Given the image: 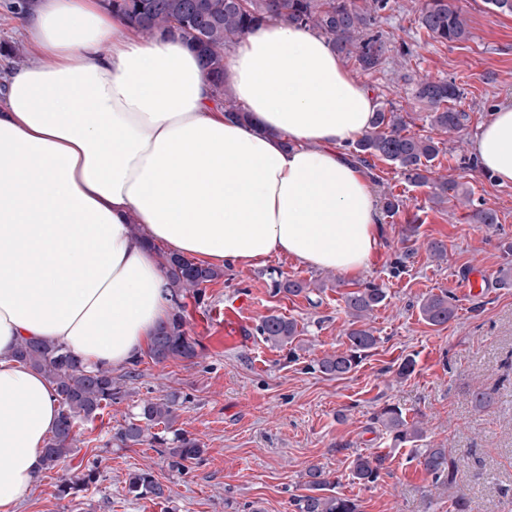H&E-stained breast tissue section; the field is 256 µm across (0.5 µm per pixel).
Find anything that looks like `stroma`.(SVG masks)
<instances>
[{"label": "stroma", "instance_id": "obj_1", "mask_svg": "<svg viewBox=\"0 0 512 512\" xmlns=\"http://www.w3.org/2000/svg\"><path fill=\"white\" fill-rule=\"evenodd\" d=\"M426 0H391L375 28L390 51L372 73L351 59L344 65L362 86H376L384 101L409 112L411 132L428 135L426 110L413 90L423 79H448L462 90L458 109L469 115L464 128L445 135V152L433 163L434 176L453 178L472 192L475 205L496 211L498 222L477 224L465 207L439 208L430 189L412 186L399 170L379 163L381 190L405 206L383 226L382 247L363 277L384 284L388 298L369 320L376 347L342 377L321 373L325 354L345 349L348 318L342 295L353 279L313 269L287 256L258 266L228 267L201 298H185L186 330L196 343L195 362L162 364L143 358L136 380L109 414L80 424L79 451L42 472L17 512H294V498L306 492V472L318 465L335 481L338 495L355 499L359 512H448L451 497L464 492L471 512H512V186L496 184L475 164L473 142L494 109L512 99V16L486 0H451L469 19L471 38L437 42L418 24ZM409 47L399 60L401 47ZM419 216L415 253L401 271L407 220ZM443 240L448 256L434 261L426 247ZM486 275L481 295L467 297L460 283L475 268ZM304 281L325 280L318 305L301 296L274 294V274ZM449 293L455 316L428 325L415 303L427 294ZM248 299L252 324L269 314L294 319L299 334L292 346L277 347L263 336L249 347L224 349V303ZM414 358V372L396 374ZM488 391L492 403L476 407L474 392ZM177 394L178 426L204 447L186 473L173 471L160 449L111 443L113 433L133 417L142 400ZM398 405L407 419L426 430L420 446L446 448L460 463L457 487L433 484L415 458L416 446L398 445L372 417L384 404ZM381 457L376 482L362 485L350 475L357 455ZM151 471L165 490L154 501L129 494V473ZM92 472L89 485L66 488V475Z\"/></svg>", "mask_w": 512, "mask_h": 512}]
</instances>
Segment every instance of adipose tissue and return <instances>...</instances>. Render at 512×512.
<instances>
[{
  "mask_svg": "<svg viewBox=\"0 0 512 512\" xmlns=\"http://www.w3.org/2000/svg\"><path fill=\"white\" fill-rule=\"evenodd\" d=\"M18 20L35 58L0 96V512L30 494L59 417L19 342L88 371L136 360L171 314L153 243L356 276L381 237L376 187L343 151L378 103L324 36L270 22L230 50L241 120L215 109L186 41L136 35L102 0H34ZM474 152L512 185V101Z\"/></svg>",
  "mask_w": 512,
  "mask_h": 512,
  "instance_id": "adipose-tissue-1",
  "label": "adipose tissue"
}]
</instances>
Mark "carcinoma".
Listing matches in <instances>:
<instances>
[{"instance_id": "cac0c4a2", "label": "carcinoma", "mask_w": 512, "mask_h": 512, "mask_svg": "<svg viewBox=\"0 0 512 512\" xmlns=\"http://www.w3.org/2000/svg\"><path fill=\"white\" fill-rule=\"evenodd\" d=\"M105 7L121 16L145 37L157 35L180 38L190 42L201 55L203 66L212 84L215 106L227 114L241 115L242 109L224 90V61L232 46L253 29L271 21L314 29L330 39L338 53L355 60L365 71L377 69L386 60L388 47L383 35L373 31L379 13L391 8L390 0H103ZM419 24L434 40L441 43H461L469 40L466 15L450 0H427L419 15ZM415 98L426 106L432 127L444 133L461 130L468 115L449 106L462 96L453 81L424 79L414 91ZM413 117L394 108L376 109L370 127L355 143L349 145L351 160L369 172L374 183H380L375 173L376 161L384 160L401 172L405 182L430 185V202L435 205L456 201L472 209L470 218L477 224H495L497 214L491 209L473 207L470 191L463 184L446 177L430 179L432 163L441 152L440 142L427 135L409 133ZM383 217L392 218L404 202L384 193L380 196ZM160 265L168 278L174 303L171 318L154 336L148 355L155 363L171 359L193 361L197 357L195 342L187 335L182 300L199 297L202 288L224 277V270L203 266L188 258L158 251ZM277 294L304 296L315 304L311 295L321 292L325 284L278 275L272 279ZM388 299L387 289L376 282H367L343 294L344 311L348 317L345 331L347 347L341 352L324 355L318 361L319 370L328 376L342 377L359 366L375 348L368 320L374 310ZM422 319L432 326H443L453 317L455 307L448 293L429 294L418 304ZM259 331L274 345H287L298 336L297 323L279 314L262 318ZM18 357L44 374L55 387L61 413L53 436L44 448L45 468L53 469L76 451L79 425L104 414L112 403L125 395L126 382L136 378L129 371L118 379L112 370L85 372L78 361L62 346L23 340ZM179 401L176 395L143 402L139 412L120 426L113 439L126 447L153 445L161 438L151 432L156 426L172 433L164 453L169 466L185 471L186 463L198 459L203 445L177 427ZM384 430L399 443H414L423 439L425 431L417 421L406 419L402 409L386 404L374 416ZM418 463L432 481L453 486L457 480V465L446 448H420ZM381 460L357 456L353 478L362 484L379 478ZM308 493L295 500L297 512H358L355 500L333 492L334 482L322 468L312 466L307 472ZM128 491L139 498L160 499L162 485L152 472L141 470L129 474Z\"/></svg>"}]
</instances>
